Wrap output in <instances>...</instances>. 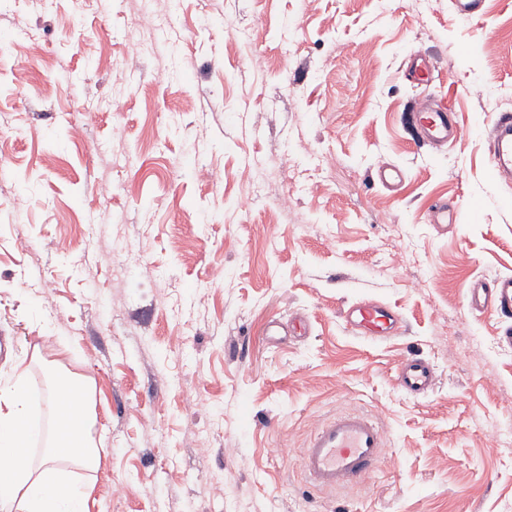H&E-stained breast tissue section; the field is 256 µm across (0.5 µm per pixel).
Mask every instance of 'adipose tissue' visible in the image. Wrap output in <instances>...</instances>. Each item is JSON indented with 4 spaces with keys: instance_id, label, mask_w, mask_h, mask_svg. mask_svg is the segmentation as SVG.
<instances>
[{
    "instance_id": "obj_1",
    "label": "adipose tissue",
    "mask_w": 512,
    "mask_h": 512,
    "mask_svg": "<svg viewBox=\"0 0 512 512\" xmlns=\"http://www.w3.org/2000/svg\"><path fill=\"white\" fill-rule=\"evenodd\" d=\"M27 367L16 364L9 384L0 386V512H89V492L73 468L97 470L89 410V390L79 379L64 377L46 402L49 430H41L31 409ZM46 439L41 460L31 445ZM72 469L62 467V460Z\"/></svg>"
}]
</instances>
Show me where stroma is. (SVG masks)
Instances as JSON below:
<instances>
[{
    "label": "stroma",
    "mask_w": 512,
    "mask_h": 512,
    "mask_svg": "<svg viewBox=\"0 0 512 512\" xmlns=\"http://www.w3.org/2000/svg\"><path fill=\"white\" fill-rule=\"evenodd\" d=\"M154 10L175 25L138 0L0 13V381L24 360L41 422L54 373L88 380L99 467L75 475L91 512H512V350L465 304L472 282L512 275V182L491 177L487 140L512 113V0L470 21L450 0ZM28 30L17 68L7 47ZM413 48L428 82L403 75ZM423 95L448 102L458 142L417 144L403 114ZM84 107L99 118L76 136ZM187 150L197 169L177 167ZM383 164L403 169L398 189L373 182ZM255 184L261 201L242 205ZM437 202L458 212L448 230L429 221ZM362 299L397 309L401 335L353 333L342 313ZM298 316L305 333L268 339ZM409 357L434 368L425 396L396 385ZM338 412L376 417L387 448L371 482L321 491L297 460Z\"/></svg>",
    "instance_id": "obj_1"
}]
</instances>
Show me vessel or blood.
I'll list each match as a JSON object with an SVG mask.
<instances>
[{
    "label": "vessel or blood",
    "mask_w": 512,
    "mask_h": 512,
    "mask_svg": "<svg viewBox=\"0 0 512 512\" xmlns=\"http://www.w3.org/2000/svg\"><path fill=\"white\" fill-rule=\"evenodd\" d=\"M411 120L422 141L447 144L460 137L448 105L422 98L414 107ZM492 156L491 175L499 181L512 180V113H500L488 131ZM467 307L476 314L512 319V276L479 281L467 289ZM345 324L356 334L382 339L401 332V316L382 302L363 299L344 312ZM435 373L421 358L403 360L396 383L412 396L427 394ZM381 424L363 412L339 413L327 419L310 437L298 459V468L316 488L332 490L353 483L367 482L376 472L385 448Z\"/></svg>",
    "instance_id": "vessel-or-blood-1"
}]
</instances>
